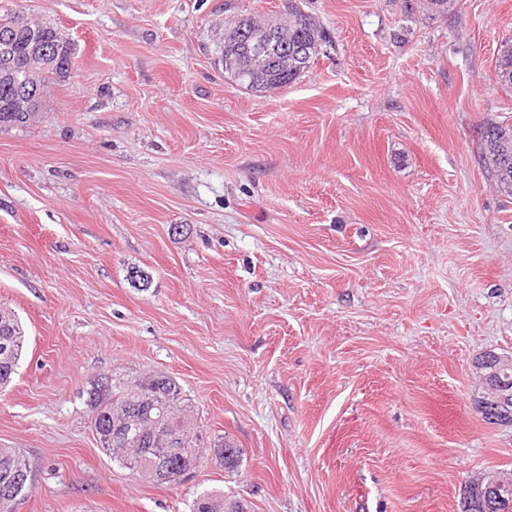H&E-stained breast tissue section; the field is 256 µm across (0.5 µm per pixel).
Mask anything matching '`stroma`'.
I'll return each mask as SVG.
<instances>
[{
  "mask_svg": "<svg viewBox=\"0 0 512 512\" xmlns=\"http://www.w3.org/2000/svg\"><path fill=\"white\" fill-rule=\"evenodd\" d=\"M296 4L327 33L267 95L209 48L227 19ZM73 44L42 116L0 130V304L26 348L0 448L18 512H460L512 471L477 362L512 359V189L479 132L512 124L494 79L512 0H0ZM149 273L132 287L127 270ZM175 378L240 450L177 487L92 430L94 378ZM28 459L18 448H0V512H16L14 500L3 495L2 486L11 485L17 492L16 499L24 500L28 496L31 484L26 476L31 470Z\"/></svg>",
  "mask_w": 512,
  "mask_h": 512,
  "instance_id": "35a3bbf8",
  "label": "stroma"
}]
</instances>
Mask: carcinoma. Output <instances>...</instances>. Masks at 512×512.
Here are the masks:
<instances>
[{
    "label": "carcinoma",
    "mask_w": 512,
    "mask_h": 512,
    "mask_svg": "<svg viewBox=\"0 0 512 512\" xmlns=\"http://www.w3.org/2000/svg\"><path fill=\"white\" fill-rule=\"evenodd\" d=\"M20 15H0V36L8 33L13 50H27L29 32L19 29ZM39 38L48 50L46 54L34 55L24 62L21 69L12 72L0 64V129L23 126L31 121L40 108L41 99H36L33 109L24 111L14 105L15 85L18 81H32L38 91L53 79L65 74L69 68L57 64L56 57H71L70 40L56 27L43 23L36 25ZM288 37V46L297 47L302 55L303 67H310L317 58V46L326 42L322 27L298 7H288V20L283 27ZM495 82L504 89H512V40L504 41L498 52L494 70ZM237 81L249 89L263 91V77L249 64H244ZM480 150L484 164L495 183L512 189V124L490 123L480 132ZM26 345L23 327L15 312L0 308V390L12 383L17 366ZM490 394L480 404L483 418L490 423H512V362L495 353H486L477 364ZM151 387L143 386L134 379L121 374H112L97 379L89 392L90 405L94 407L91 426L100 447L112 460L125 469L135 465L148 469L158 457L161 449L155 442V429L163 427L178 436L176 450L166 457V471L180 475L191 470L198 459L199 450L208 447V437L198 422V416L190 399L186 398L179 383L166 375L158 374L150 380ZM121 410L134 413L140 418L139 436L134 444L136 453L127 459L115 443L118 424L114 423V412ZM224 449L219 461L224 468L238 466L240 451L231 442L224 440L213 444ZM30 465L23 451L18 448H0V487L13 486L17 499L28 496L31 484L26 480ZM491 491L484 479L472 483L463 490L461 512H512V499L498 501L493 511L486 509ZM224 506V495L209 491L196 495L192 512H220Z\"/></svg>",
    "instance_id": "obj_1"
}]
</instances>
